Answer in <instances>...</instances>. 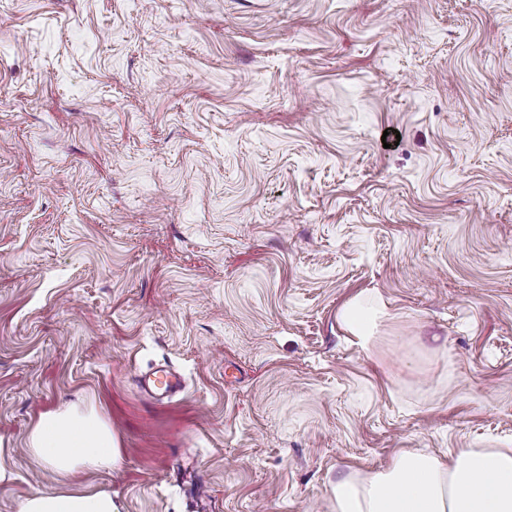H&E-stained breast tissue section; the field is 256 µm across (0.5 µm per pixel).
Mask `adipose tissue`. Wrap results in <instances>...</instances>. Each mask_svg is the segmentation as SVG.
Returning a JSON list of instances; mask_svg holds the SVG:
<instances>
[{"label": "adipose tissue", "instance_id": "adipose-tissue-1", "mask_svg": "<svg viewBox=\"0 0 512 512\" xmlns=\"http://www.w3.org/2000/svg\"><path fill=\"white\" fill-rule=\"evenodd\" d=\"M383 304L356 296L340 317L361 347H368ZM29 449L59 475L109 472L121 461L108 423L93 410L43 413ZM333 512H512V448H459L449 459L412 451L396 454L386 468L343 475L332 487ZM19 512H119L110 492H37Z\"/></svg>", "mask_w": 512, "mask_h": 512}]
</instances>
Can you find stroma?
Returning a JSON list of instances; mask_svg holds the SVG:
<instances>
[{"label":"stroma","instance_id":"35a3bbf8","mask_svg":"<svg viewBox=\"0 0 512 512\" xmlns=\"http://www.w3.org/2000/svg\"><path fill=\"white\" fill-rule=\"evenodd\" d=\"M69 405L112 472L29 452ZM0 446V512H332L512 448V0H0ZM387 316L383 303L355 296L342 308L340 317L362 348L370 344L378 322ZM139 388L157 402H162L181 388V378L175 372L158 369L138 376ZM19 512H119L105 490L36 492L26 497Z\"/></svg>","mask_w":512,"mask_h":512}]
</instances>
